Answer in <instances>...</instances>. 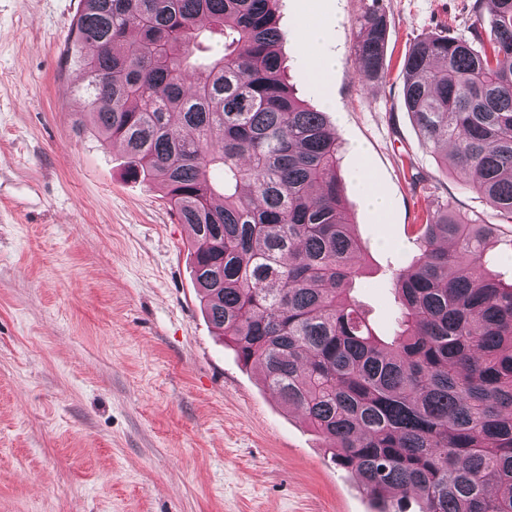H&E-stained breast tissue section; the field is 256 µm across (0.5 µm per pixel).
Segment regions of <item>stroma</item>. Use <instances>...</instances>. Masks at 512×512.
Here are the masks:
<instances>
[{
  "instance_id": "stroma-1",
  "label": "stroma",
  "mask_w": 512,
  "mask_h": 512,
  "mask_svg": "<svg viewBox=\"0 0 512 512\" xmlns=\"http://www.w3.org/2000/svg\"><path fill=\"white\" fill-rule=\"evenodd\" d=\"M489 0H380L385 78H363L357 18L371 0H279L288 80L326 112L348 218L364 249L353 295L392 338L388 267L416 251L419 202L496 223L403 105L401 63L447 26L470 36ZM81 0H0V512H371L302 417L206 317L190 232L120 147L77 134L87 108L65 40ZM338 65L319 87L305 52ZM373 174L387 208L354 178ZM357 177L362 184L365 201L368 206L379 215L383 214L386 208L385 200L376 187L371 173L364 166H360L357 171Z\"/></svg>"
}]
</instances>
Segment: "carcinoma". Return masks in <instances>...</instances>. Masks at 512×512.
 I'll list each match as a JSON object with an SVG mask.
<instances>
[{"label": "carcinoma", "mask_w": 512, "mask_h": 512, "mask_svg": "<svg viewBox=\"0 0 512 512\" xmlns=\"http://www.w3.org/2000/svg\"><path fill=\"white\" fill-rule=\"evenodd\" d=\"M277 0H82L64 52L91 105L78 122L118 144L191 231L215 329L349 471L374 512H512V283L486 272L512 227V0L473 5L403 60L404 107L485 224L426 205L417 254L389 281L390 341L352 296L362 248L344 211L326 115L288 85ZM355 55L384 78L389 20L358 17Z\"/></svg>", "instance_id": "1"}]
</instances>
